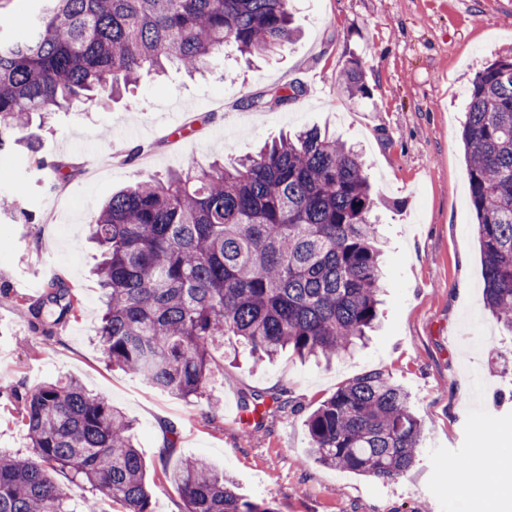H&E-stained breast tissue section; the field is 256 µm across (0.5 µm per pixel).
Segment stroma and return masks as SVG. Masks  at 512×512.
<instances>
[{
  "instance_id": "obj_1",
  "label": "stroma",
  "mask_w": 512,
  "mask_h": 512,
  "mask_svg": "<svg viewBox=\"0 0 512 512\" xmlns=\"http://www.w3.org/2000/svg\"><path fill=\"white\" fill-rule=\"evenodd\" d=\"M298 38L251 63L234 51L194 78L169 70L143 77L131 98L85 102L33 128L35 151L0 153V448L23 455L25 432L7 401L57 380L134 420L135 444L156 484L154 512H179L181 494L163 467L207 457L239 494L274 512H512V494L487 502L467 474L492 448H512V336L483 307L484 279L461 145L474 75L512 51V0H294ZM358 64L370 93L352 98L343 71ZM296 85L285 107L261 111L245 97ZM329 128L368 164L384 241L380 325L367 344L332 364L289 352L255 364L245 352L216 355L209 383L221 402H189L112 367L97 338L102 293L85 240L116 190L165 177L185 161H232L305 126ZM71 163L66 188L48 192L50 169ZM30 211L31 220L20 217ZM78 297L67 324L43 332L29 311L52 276ZM388 371L425 424L416 465L378 481L313 462L307 416L353 378ZM276 394L293 413L269 410L244 429L232 418L242 393ZM170 455H162V448Z\"/></svg>"
}]
</instances>
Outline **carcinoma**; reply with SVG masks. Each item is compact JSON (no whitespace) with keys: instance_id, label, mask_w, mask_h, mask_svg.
Listing matches in <instances>:
<instances>
[{"instance_id":"cac0c4a2","label":"carcinoma","mask_w":512,"mask_h":512,"mask_svg":"<svg viewBox=\"0 0 512 512\" xmlns=\"http://www.w3.org/2000/svg\"><path fill=\"white\" fill-rule=\"evenodd\" d=\"M291 23L292 0H44L24 37L0 39V150L31 129L33 115L111 99L146 74L207 70L227 47L248 57L280 52L293 40ZM344 89L369 93L355 63ZM301 92L274 88L245 103L273 110ZM462 138L484 302L512 333V53L473 78ZM374 206L363 158L318 127L228 166L191 160L113 194L89 228L101 254L107 358L189 401L206 395L226 337L261 361L286 349L327 362L351 354L378 318ZM78 308L58 281L33 314L50 317L49 332ZM16 399L29 455L0 451V512H74L57 471L127 512H153L147 466L121 410L75 378ZM272 406L286 402L254 391L240 399L253 420ZM305 426L315 462L383 480L414 466L423 433L409 392L382 370L338 388ZM162 473L180 490L179 512H272L203 456Z\"/></svg>"}]
</instances>
